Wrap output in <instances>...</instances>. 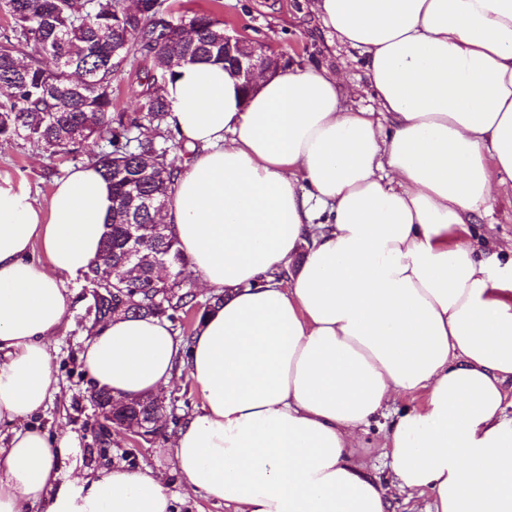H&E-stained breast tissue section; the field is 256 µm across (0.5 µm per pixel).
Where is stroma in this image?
Wrapping results in <instances>:
<instances>
[{
    "instance_id": "stroma-1",
    "label": "stroma",
    "mask_w": 512,
    "mask_h": 512,
    "mask_svg": "<svg viewBox=\"0 0 512 512\" xmlns=\"http://www.w3.org/2000/svg\"><path fill=\"white\" fill-rule=\"evenodd\" d=\"M186 11H212L223 16L282 58L286 68L321 65L343 74L346 103L353 109L373 107L365 67L358 50L332 39L310 0H176ZM72 165L21 140H0V182L30 188L37 204L47 205L56 182ZM481 250L512 247V182L498 186L489 208L475 227ZM65 288L72 303L61 332L50 344L59 394L30 420L51 439L69 438L68 454L56 461L61 479L95 477L118 465L151 469L176 496L177 512H225L223 504L186 494L173 454V435L133 445L126 434L103 430L91 400L94 385L81 358L95 330L88 310L93 290L83 276L69 277Z\"/></svg>"
}]
</instances>
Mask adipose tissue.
<instances>
[{
    "instance_id": "ef3b65f1",
    "label": "adipose tissue",
    "mask_w": 512,
    "mask_h": 512,
    "mask_svg": "<svg viewBox=\"0 0 512 512\" xmlns=\"http://www.w3.org/2000/svg\"><path fill=\"white\" fill-rule=\"evenodd\" d=\"M365 57L376 110L308 65L251 91L223 64L178 67L161 93L197 152L163 213L203 288L224 296L184 347L166 321L116 317L86 343L97 387L159 394L188 361L201 406L173 449L191 491L227 512H512V259L476 258L472 219L512 181V0H312ZM112 212L92 168L47 206L0 183V512H174L147 469L59 482L29 419L57 393L49 341ZM43 259H34L35 250ZM286 275L269 280V271ZM387 477L357 434L396 396Z\"/></svg>"
}]
</instances>
